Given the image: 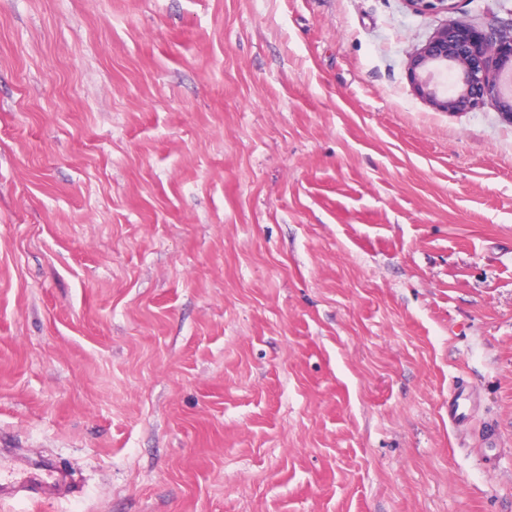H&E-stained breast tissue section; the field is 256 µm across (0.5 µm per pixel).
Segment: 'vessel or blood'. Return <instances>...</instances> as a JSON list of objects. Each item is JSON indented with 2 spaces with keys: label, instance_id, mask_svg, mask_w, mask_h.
<instances>
[{
  "label": "vessel or blood",
  "instance_id": "vessel-or-blood-1",
  "mask_svg": "<svg viewBox=\"0 0 512 512\" xmlns=\"http://www.w3.org/2000/svg\"><path fill=\"white\" fill-rule=\"evenodd\" d=\"M467 414V392L460 381H453L448 394V421L456 423ZM71 481L67 474L47 460L25 461L9 476L0 475V503L22 499L40 504L68 495Z\"/></svg>",
  "mask_w": 512,
  "mask_h": 512
}]
</instances>
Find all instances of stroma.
<instances>
[{
  "label": "stroma",
  "mask_w": 512,
  "mask_h": 512,
  "mask_svg": "<svg viewBox=\"0 0 512 512\" xmlns=\"http://www.w3.org/2000/svg\"><path fill=\"white\" fill-rule=\"evenodd\" d=\"M449 19L512 0H0L33 512H512V125L413 92ZM454 378L448 394V423L454 425L458 420L467 414V392L466 388ZM68 475L47 460L24 461L6 478L0 471V503L23 499L38 505L46 500L61 499L71 487Z\"/></svg>",
  "instance_id": "1"
}]
</instances>
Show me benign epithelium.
<instances>
[{"instance_id": "7a95c632", "label": "benign epithelium", "mask_w": 512, "mask_h": 512, "mask_svg": "<svg viewBox=\"0 0 512 512\" xmlns=\"http://www.w3.org/2000/svg\"><path fill=\"white\" fill-rule=\"evenodd\" d=\"M454 67L459 89L441 94L432 84L434 70ZM412 89L439 112H466L490 100L512 124V30L487 33L449 20L437 28L408 63Z\"/></svg>"}]
</instances>
